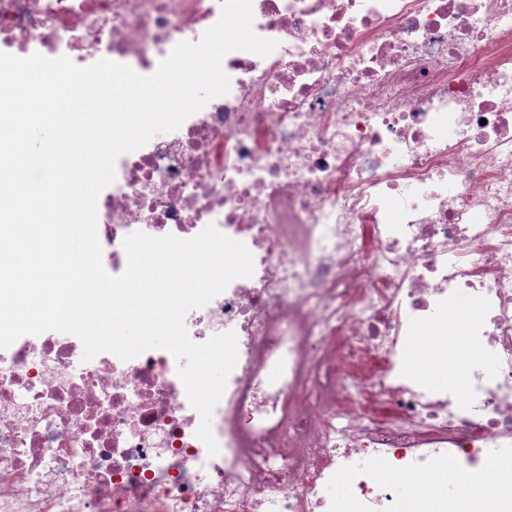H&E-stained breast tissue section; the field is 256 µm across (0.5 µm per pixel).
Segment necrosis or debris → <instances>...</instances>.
I'll use <instances>...</instances> for the list:
<instances>
[{
  "instance_id": "1",
  "label": "necrosis or debris",
  "mask_w": 512,
  "mask_h": 512,
  "mask_svg": "<svg viewBox=\"0 0 512 512\" xmlns=\"http://www.w3.org/2000/svg\"><path fill=\"white\" fill-rule=\"evenodd\" d=\"M252 6L276 48L229 52V93L119 156L97 201L113 274L135 232L211 225L253 256L185 316L194 342L237 337L219 452L167 350L86 362L75 336L27 334L0 349V512H400L398 478L439 464L512 481V0ZM221 12L0 0V52L146 76ZM460 293L493 366L460 393L423 386L412 330Z\"/></svg>"
}]
</instances>
